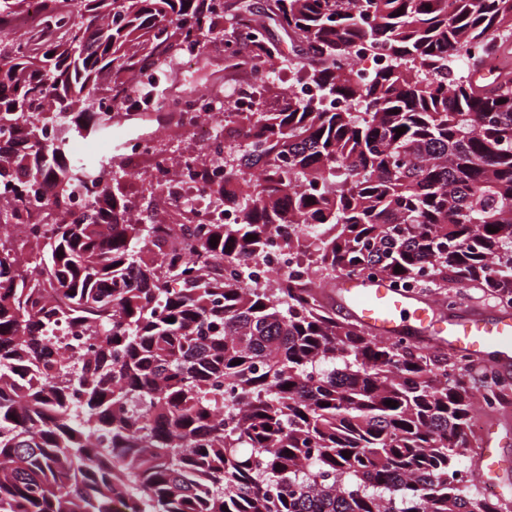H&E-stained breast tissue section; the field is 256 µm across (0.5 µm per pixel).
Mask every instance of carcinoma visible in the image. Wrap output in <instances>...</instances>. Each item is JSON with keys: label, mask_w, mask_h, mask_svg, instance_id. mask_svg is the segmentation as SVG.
Returning a JSON list of instances; mask_svg holds the SVG:
<instances>
[{"label": "carcinoma", "mask_w": 512, "mask_h": 512, "mask_svg": "<svg viewBox=\"0 0 512 512\" xmlns=\"http://www.w3.org/2000/svg\"><path fill=\"white\" fill-rule=\"evenodd\" d=\"M31 2L0 0V512H501L460 449L504 379L476 392L470 355L249 270L276 234L323 279L427 271L512 307V0H274L294 57L251 0H39L34 47L11 35ZM226 20L316 94L225 109L224 181L191 172L212 222L170 244L131 220L121 167L67 144L111 133L99 98H150L147 72ZM357 45L387 64L362 76ZM76 186L91 206L68 221ZM68 332L92 349L64 356Z\"/></svg>", "instance_id": "cac0c4a2"}]
</instances>
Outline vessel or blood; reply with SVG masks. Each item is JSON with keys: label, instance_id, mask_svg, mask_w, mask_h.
<instances>
[{"label": "vessel or blood", "instance_id": "vessel-or-blood-1", "mask_svg": "<svg viewBox=\"0 0 512 512\" xmlns=\"http://www.w3.org/2000/svg\"><path fill=\"white\" fill-rule=\"evenodd\" d=\"M336 304L368 330L383 339L401 336L430 338L454 351L475 358L493 353L494 365L512 370V314L488 316L476 311L439 313L413 296L391 288L388 282L363 275H342L336 280ZM504 460L492 430L480 437L479 468L484 486L501 491Z\"/></svg>", "mask_w": 512, "mask_h": 512}]
</instances>
